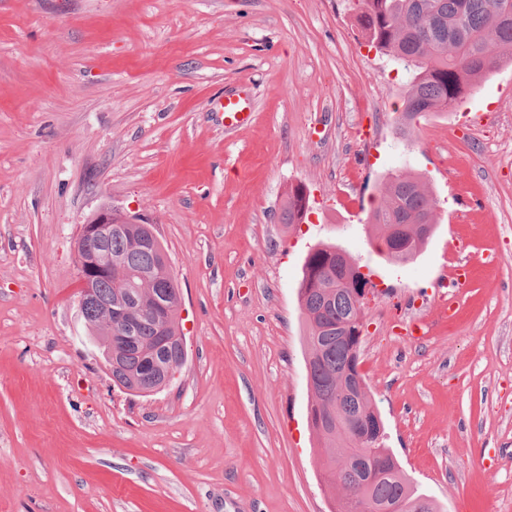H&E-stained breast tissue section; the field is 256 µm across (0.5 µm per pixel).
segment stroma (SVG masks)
Listing matches in <instances>:
<instances>
[{"mask_svg":"<svg viewBox=\"0 0 512 512\" xmlns=\"http://www.w3.org/2000/svg\"><path fill=\"white\" fill-rule=\"evenodd\" d=\"M358 13L0 0V512H331L298 304L318 243L371 274L359 364L404 472L442 512H512V67L467 101L483 125L429 114L400 137L409 76ZM242 92L254 119L226 129ZM395 170L437 202L407 262L366 223ZM105 204L153 225L180 288L186 360L147 396L114 384L77 307L74 242ZM456 278L457 318L411 336ZM304 186L298 185L288 192V198L282 208V224H300L306 218L309 209V197Z\"/></svg>","mask_w":512,"mask_h":512,"instance_id":"35a3bbf8","label":"stroma"}]
</instances>
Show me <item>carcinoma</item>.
Wrapping results in <instances>:
<instances>
[{
    "mask_svg": "<svg viewBox=\"0 0 512 512\" xmlns=\"http://www.w3.org/2000/svg\"><path fill=\"white\" fill-rule=\"evenodd\" d=\"M368 43L391 57L410 79L403 89L405 110L397 118L400 136L415 120L431 112L460 108L478 83L512 62V0H355ZM500 52L494 54L489 42ZM435 201L411 176L389 172L383 180V203L367 216L389 249V260L415 258L427 241L421 225H435ZM309 197L298 185L288 192L283 224L306 218ZM121 270L98 281L99 303L83 314L90 339L105 351L112 340L118 367L112 381L130 391L143 389L147 368L154 371L148 389L169 381L178 370L186 345L178 333L180 289L165 273L166 253L149 224H115L108 245ZM356 264L331 243L307 252L298 290L306 326L309 423L324 459V489L341 488L333 512H358V497L391 503L405 500L410 512H441L437 502L419 491L385 446V428L365 390L351 388L346 365L351 351L347 326L354 315L351 289L365 285ZM130 305L141 317L127 347L104 304Z\"/></svg>",
    "mask_w": 512,
    "mask_h": 512,
    "instance_id": "carcinoma-1",
    "label": "carcinoma"
}]
</instances>
